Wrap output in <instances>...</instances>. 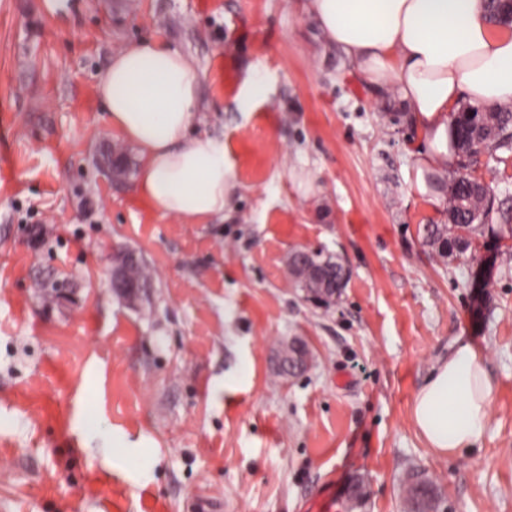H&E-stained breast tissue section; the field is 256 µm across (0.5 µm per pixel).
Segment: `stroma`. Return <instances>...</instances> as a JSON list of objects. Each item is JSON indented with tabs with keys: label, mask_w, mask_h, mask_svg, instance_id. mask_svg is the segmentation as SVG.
<instances>
[{
	"label": "stroma",
	"mask_w": 512,
	"mask_h": 512,
	"mask_svg": "<svg viewBox=\"0 0 512 512\" xmlns=\"http://www.w3.org/2000/svg\"><path fill=\"white\" fill-rule=\"evenodd\" d=\"M303 4L0 0V512H407L413 468L439 512H512V247L496 219L474 255L423 244L448 196L416 188L420 134ZM144 38L202 72L199 129L236 169L225 217L189 224L135 192L139 153L97 83ZM255 69L266 97L239 110ZM118 145L121 182L100 166ZM477 172L512 212V158ZM302 247L349 270L329 306L288 276ZM126 250L153 276L136 308L111 286ZM287 339L310 351L295 377ZM461 339L486 353L491 420L451 461L410 408Z\"/></svg>",
	"instance_id": "obj_1"
}]
</instances>
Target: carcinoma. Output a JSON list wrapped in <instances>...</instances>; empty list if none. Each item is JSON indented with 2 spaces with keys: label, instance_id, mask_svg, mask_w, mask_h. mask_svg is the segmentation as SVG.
<instances>
[{
  "label": "carcinoma",
  "instance_id": "carcinoma-1",
  "mask_svg": "<svg viewBox=\"0 0 512 512\" xmlns=\"http://www.w3.org/2000/svg\"><path fill=\"white\" fill-rule=\"evenodd\" d=\"M484 123L481 131L469 124L454 122L457 136V148L461 155L460 174L453 182L448 195V223L422 224L419 234L424 244L438 253H453L455 243H472L489 221L493 198L488 189L476 181L470 174L479 162V157L499 150L512 151V106L498 105L481 112ZM125 151L119 148L110 150L104 156L106 170L117 180L127 176L124 165ZM126 278L141 286H147L151 274L147 266L139 261L124 266ZM405 501L408 512H437L439 508L438 489L431 479L419 470H411L406 479Z\"/></svg>",
  "mask_w": 512,
  "mask_h": 512
}]
</instances>
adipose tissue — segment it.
Listing matches in <instances>:
<instances>
[{"instance_id":"obj_1","label":"adipose tissue","mask_w":512,"mask_h":512,"mask_svg":"<svg viewBox=\"0 0 512 512\" xmlns=\"http://www.w3.org/2000/svg\"><path fill=\"white\" fill-rule=\"evenodd\" d=\"M329 45L378 93L392 94L418 129L417 187L436 194L457 167L451 114L512 101V33L483 19V0H307ZM201 72L157 40L112 57L97 92L113 130L138 147L135 189L153 209L191 224L231 211L237 188L224 142L196 132ZM492 382L483 355L459 340L417 390L411 420L449 460L471 453L488 429Z\"/></svg>"}]
</instances>
